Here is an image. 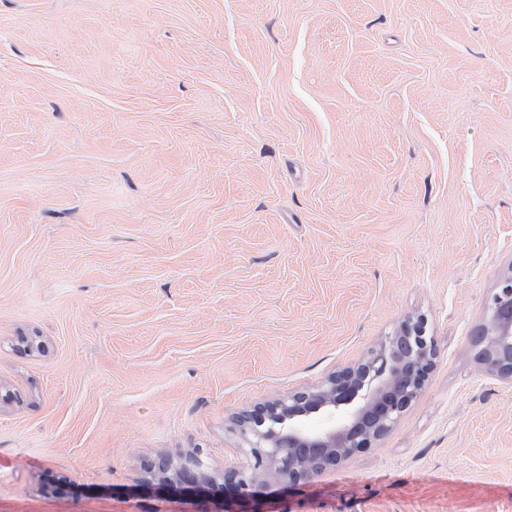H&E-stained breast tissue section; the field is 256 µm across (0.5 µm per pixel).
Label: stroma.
<instances>
[{
  "instance_id": "35a3bbf8",
  "label": "stroma",
  "mask_w": 512,
  "mask_h": 512,
  "mask_svg": "<svg viewBox=\"0 0 512 512\" xmlns=\"http://www.w3.org/2000/svg\"><path fill=\"white\" fill-rule=\"evenodd\" d=\"M512 0H0V512H512ZM423 319L367 451L256 502L238 416ZM486 348L481 364L491 373L512 380V275L503 278L488 304ZM170 476L162 477L159 483L160 489H178L186 495H197L206 493V489L214 487L216 479L209 477L205 479L197 472L201 465V459L198 456H186L180 459ZM179 483V484H175Z\"/></svg>"
}]
</instances>
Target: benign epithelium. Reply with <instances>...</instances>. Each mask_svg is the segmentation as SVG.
<instances>
[{
  "label": "benign epithelium",
  "instance_id": "7a95c632",
  "mask_svg": "<svg viewBox=\"0 0 512 512\" xmlns=\"http://www.w3.org/2000/svg\"><path fill=\"white\" fill-rule=\"evenodd\" d=\"M486 348L481 364L512 380V275L503 278L488 304ZM434 348L421 320L403 323L395 336L367 360L347 367L310 393H296L258 405L237 419L256 459L250 470L224 474V497L245 500L259 495L267 477L296 484L327 466L359 453L389 431L410 405L433 365ZM316 414L321 426L312 427ZM201 459L186 456L162 489L197 495L216 483L203 478Z\"/></svg>",
  "mask_w": 512,
  "mask_h": 512
}]
</instances>
